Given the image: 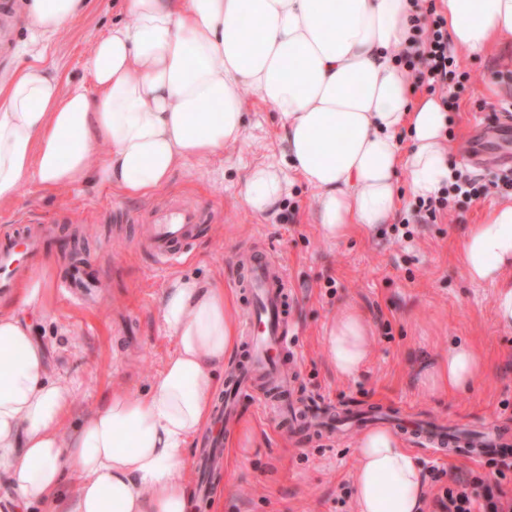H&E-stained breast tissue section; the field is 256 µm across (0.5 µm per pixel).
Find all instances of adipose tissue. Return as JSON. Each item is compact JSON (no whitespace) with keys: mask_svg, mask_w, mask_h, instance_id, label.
<instances>
[{"mask_svg":"<svg viewBox=\"0 0 512 512\" xmlns=\"http://www.w3.org/2000/svg\"><path fill=\"white\" fill-rule=\"evenodd\" d=\"M133 24L114 23L91 49L95 93L62 90L38 62L81 0H26L32 62L0 75V202L27 182L54 190L96 179L132 198L165 185L178 167L246 138L242 100L254 91L279 113L285 165L250 168L244 202L272 212L294 180L318 193L314 215L329 239L394 218L399 170L414 197L438 195L454 172L449 114L417 96L399 58L413 44L411 0H127ZM448 40L469 57L512 44V0H440ZM110 153L88 162L98 143ZM460 262L495 285V321L512 328V200L466 233ZM223 283L173 275L159 300L174 342L148 391H115L63 434L73 382L51 377L32 320L0 309V475L21 506L54 512H194L188 448L209 423L221 372L239 346ZM372 329L344 305L323 340L338 378L367 364ZM429 394L467 391L485 373L472 345L415 367ZM356 512H422L418 455L399 431L354 440ZM78 483H71V475Z\"/></svg>","mask_w":512,"mask_h":512,"instance_id":"obj_1","label":"adipose tissue"}]
</instances>
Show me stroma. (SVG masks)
I'll use <instances>...</instances> for the list:
<instances>
[{"label": "stroma", "instance_id": "35a3bbf8", "mask_svg": "<svg viewBox=\"0 0 512 512\" xmlns=\"http://www.w3.org/2000/svg\"><path fill=\"white\" fill-rule=\"evenodd\" d=\"M121 0H86L82 11L48 41L41 62L62 88H92L89 58L93 45L113 23H132ZM468 81L454 85L458 104L451 125V157L457 169L481 181L500 174L502 155L512 156V124L504 104L512 103V48L486 56H459ZM244 144L223 154L191 160L168 183L145 199L129 198L93 182L55 192L26 184L20 196L0 203V235L35 224L53 225L74 249L99 260V299L75 306L59 285L64 262L49 253L27 277L42 301L29 317L43 345L49 372L74 380V419L101 406L112 390L142 391L161 371L174 342L159 323V298L168 279L157 272L140 245L145 218L174 195L205 204L213 220L187 247L182 273L223 281L243 320L245 293L235 288L233 257L253 249L274 256L288 269L293 293L289 318L299 362L295 395L326 400L340 411H395L400 423L480 430L495 425L512 444V329L493 319L494 286L475 284L459 264L460 243L470 225L503 201L500 193L478 200L459 197L430 224L414 227L413 240H398L391 225L325 239L313 220L317 192L295 182L268 215L244 205L242 187L256 164H281L282 126L277 112L246 92ZM358 306L370 320L375 342L362 372L336 377L323 352V338L342 306ZM466 341L482 353L487 372L467 394L432 397L414 382L423 358L447 353ZM231 428L243 433L226 449L224 467L196 512H355L351 473L357 460L354 431L327 439L297 425L264 416L249 396H241ZM424 470L440 469L427 480L423 512H439L436 498L456 478L475 474L498 478L512 501V452L504 472L491 457L467 460L441 450H420Z\"/></svg>", "mask_w": 512, "mask_h": 512}]
</instances>
